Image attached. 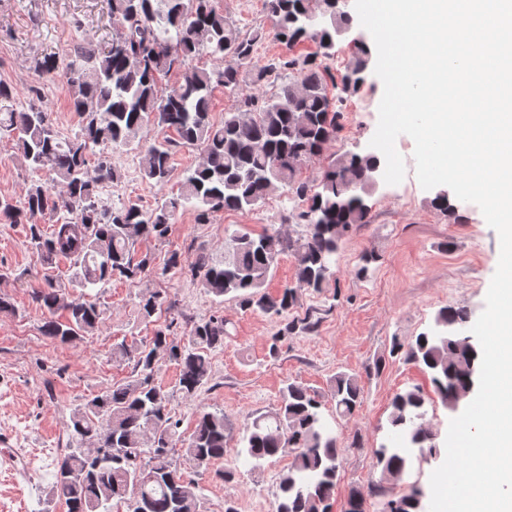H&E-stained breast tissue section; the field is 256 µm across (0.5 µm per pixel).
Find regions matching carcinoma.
Here are the masks:
<instances>
[{
  "label": "carcinoma",
  "mask_w": 512,
  "mask_h": 512,
  "mask_svg": "<svg viewBox=\"0 0 512 512\" xmlns=\"http://www.w3.org/2000/svg\"><path fill=\"white\" fill-rule=\"evenodd\" d=\"M265 2L285 53L258 65L253 57L257 38L241 36L216 0H110L120 33L104 47L92 40L75 44L63 67L71 106L80 118L79 131L68 138L55 130L39 88H30L21 99L0 81V138L15 142L22 165L54 175L62 185L57 191L33 181L20 203L0 199V213L29 225L31 244L44 262L58 256L73 260L74 286L86 289L114 277H140L146 260H135V244L143 237H163L180 207L193 209L198 222L207 224L218 212L242 211L283 190L302 202L297 219L305 224L304 234L294 238L274 228L255 237L243 228L233 234L224 261L215 263L202 252L192 275L218 298L230 295L246 309L277 316L297 304V288L320 291L328 284L341 241L354 227L369 223L371 208L363 193L380 158L374 153L343 156L328 164L317 186L302 179L300 171L340 131L341 112L328 88L361 89L371 50L359 48L353 66L336 76L322 59L335 54L336 23L350 19L340 0ZM326 16L329 26L321 22ZM306 42L315 51L292 53ZM200 55L223 66L190 64ZM173 71L181 73L179 81L161 87L162 77ZM272 79L280 84L270 95L243 91L247 82L261 88ZM219 86L235 95L236 104L216 123L210 106ZM152 120L174 136L148 138ZM132 144L139 149L142 175L157 185L168 182L171 158L180 148L199 151L202 163L185 178L176 198L152 209L133 201L112 207L97 195L99 185L115 176L108 149ZM45 217L55 220L48 236L39 222ZM285 252L294 256L298 287L286 286L272 296L265 284ZM33 298L46 310L41 333L52 341L74 342L99 329L101 313L84 293L74 298L48 280ZM164 303L160 292L146 291L139 310L148 319ZM436 322L453 331L446 336L423 332L394 348L430 372L441 402L453 409L478 383V344L459 332L468 322L466 311L445 307ZM227 336L224 318L212 316L195 325L185 341L160 329L149 344L123 340L113 345L112 357L134 363L137 375L107 387L73 412L68 429L77 447L58 458L52 485L68 512H112L113 505L122 503L128 512H200V488L184 476L176 457L180 422L168 405L175 394L193 398L208 383L209 354L224 347ZM163 355L180 367L171 388L151 378ZM360 395L356 376L336 374L331 398L338 415L353 416ZM425 404L418 388L394 396L389 425L397 442L376 449L383 474H403L408 456L400 447L405 441L431 455L439 453L432 430L422 423ZM321 407L307 388L288 384L279 408L255 417L235 452L237 460L256 462L284 452L292 458L280 477L276 512L328 510L339 448ZM228 430L224 413H200L185 453L199 466L224 459ZM102 446L112 449V456H94L93 450ZM417 495L413 490L389 499L381 512H419Z\"/></svg>",
  "instance_id": "carcinoma-1"
}]
</instances>
